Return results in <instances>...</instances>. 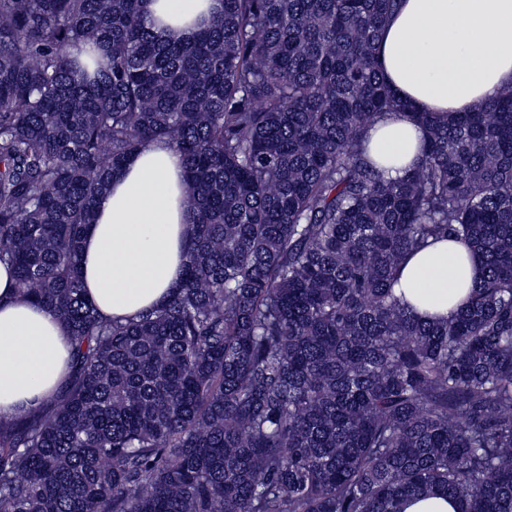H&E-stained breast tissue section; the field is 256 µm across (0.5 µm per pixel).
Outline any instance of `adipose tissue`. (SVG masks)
<instances>
[{"mask_svg":"<svg viewBox=\"0 0 512 512\" xmlns=\"http://www.w3.org/2000/svg\"><path fill=\"white\" fill-rule=\"evenodd\" d=\"M224 7L222 0H143L154 31L188 39ZM386 83L418 112H466L512 84V0H402L378 43ZM423 129L404 112L368 132L370 156L402 176ZM181 155L150 141L113 175L85 234L80 268L101 316L132 318L164 305L178 286L190 226ZM481 274L465 243L443 238L416 253L395 288L419 316L445 317ZM71 337L51 311L16 295L0 263V418L15 420L53 403L68 376Z\"/></svg>","mask_w":512,"mask_h":512,"instance_id":"adipose-tissue-1","label":"adipose tissue"}]
</instances>
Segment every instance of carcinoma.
<instances>
[{"label": "carcinoma", "instance_id": "cac0c4a2", "mask_svg": "<svg viewBox=\"0 0 512 512\" xmlns=\"http://www.w3.org/2000/svg\"><path fill=\"white\" fill-rule=\"evenodd\" d=\"M223 2L181 43L141 0H0V262L72 340L54 403L0 420V512H512V87L413 111L376 56L400 0ZM393 112L426 129L397 178L365 150ZM151 140L183 279L106 319L84 236ZM452 234L482 275L423 320L393 288ZM458 505L442 495L431 494L411 500L403 506V512H457Z\"/></svg>", "mask_w": 512, "mask_h": 512}]
</instances>
